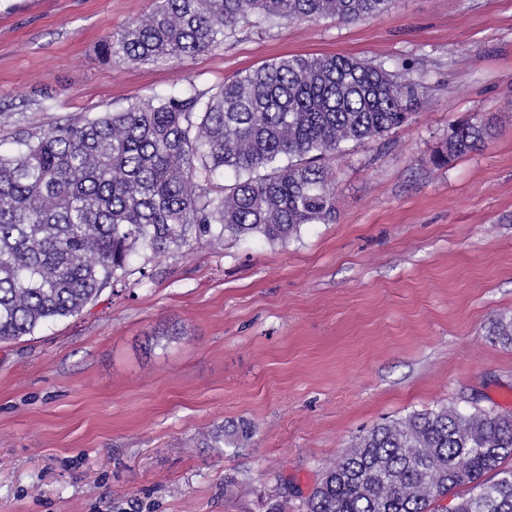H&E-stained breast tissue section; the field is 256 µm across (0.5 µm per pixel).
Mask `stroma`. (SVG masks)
I'll list each match as a JSON object with an SVG mask.
<instances>
[{
	"label": "stroma",
	"instance_id": "obj_1",
	"mask_svg": "<svg viewBox=\"0 0 512 512\" xmlns=\"http://www.w3.org/2000/svg\"><path fill=\"white\" fill-rule=\"evenodd\" d=\"M153 0H0V151L69 119L288 55L418 84L411 124L330 162L336 221L286 245L189 239L74 317L0 341V512H305L376 424L512 413V0H396L379 17L240 24L176 63L105 58ZM494 138L435 165L449 126ZM246 422L236 448L199 432Z\"/></svg>",
	"mask_w": 512,
	"mask_h": 512
}]
</instances>
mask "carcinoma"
Returning <instances> with one entry per match:
<instances>
[{"instance_id":"carcinoma-1","label":"carcinoma","mask_w":512,"mask_h":512,"mask_svg":"<svg viewBox=\"0 0 512 512\" xmlns=\"http://www.w3.org/2000/svg\"><path fill=\"white\" fill-rule=\"evenodd\" d=\"M395 0H156L104 53L127 63L175 62L224 44L241 23L345 22ZM418 85L384 64L336 55L265 63L207 91L193 83L137 97L115 112L18 132L0 153V341L80 314L132 275L140 252L195 237L288 241L336 221L328 160L412 121ZM493 119L454 124L434 161L486 145ZM232 177L218 189L213 175ZM252 437L245 423L200 436L208 448ZM512 415L440 406L379 424L332 462L306 512H512Z\"/></svg>"}]
</instances>
